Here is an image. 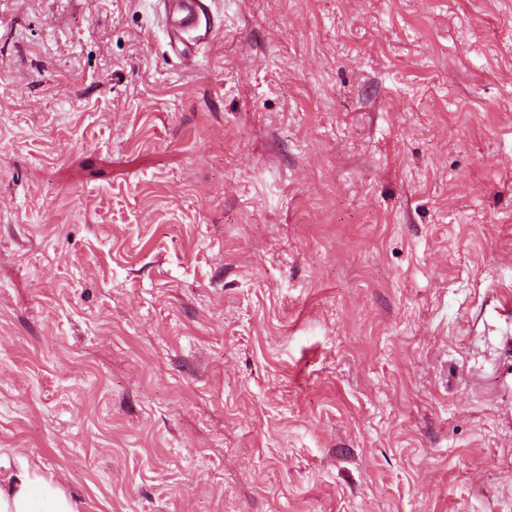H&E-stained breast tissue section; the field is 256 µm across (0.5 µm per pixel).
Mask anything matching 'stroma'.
<instances>
[{
  "label": "stroma",
  "mask_w": 512,
  "mask_h": 512,
  "mask_svg": "<svg viewBox=\"0 0 512 512\" xmlns=\"http://www.w3.org/2000/svg\"><path fill=\"white\" fill-rule=\"evenodd\" d=\"M0 0V477L78 512H512V0ZM207 2V0L160 1L171 40H180L183 33L198 29L201 16L209 10ZM0 512H78L75 502L27 462L0 486Z\"/></svg>",
  "instance_id": "35a3bbf8"
}]
</instances>
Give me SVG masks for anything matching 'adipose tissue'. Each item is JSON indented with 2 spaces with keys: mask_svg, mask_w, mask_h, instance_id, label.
<instances>
[{
  "mask_svg": "<svg viewBox=\"0 0 512 512\" xmlns=\"http://www.w3.org/2000/svg\"><path fill=\"white\" fill-rule=\"evenodd\" d=\"M0 512H78V509L53 480L24 462L0 486Z\"/></svg>",
  "mask_w": 512,
  "mask_h": 512,
  "instance_id": "obj_1",
  "label": "adipose tissue"
}]
</instances>
